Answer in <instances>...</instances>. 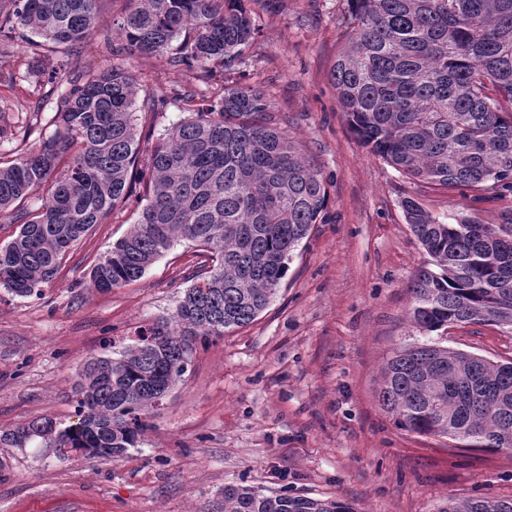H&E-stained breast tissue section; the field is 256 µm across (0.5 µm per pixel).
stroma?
Returning a JSON list of instances; mask_svg holds the SVG:
<instances>
[{
    "mask_svg": "<svg viewBox=\"0 0 512 512\" xmlns=\"http://www.w3.org/2000/svg\"><path fill=\"white\" fill-rule=\"evenodd\" d=\"M125 0H103L96 33L74 54L80 69L115 64L103 36ZM261 35L214 82L263 89L278 119L321 169L328 219L296 247L270 305L252 323L197 341L185 374L147 417L138 447L117 459L0 443V512H222L224 487L287 489L345 501L354 512H438L451 497L512 496V451L449 447L398 429L378 404L383 366L420 340L411 283L430 258L407 224L413 196L441 221L493 222L512 195L474 201L416 186L351 129L329 72L348 0H253ZM12 74L0 75V122L52 91L21 37L0 36ZM148 86H190V72L143 56ZM130 201L93 225L42 296L0 287V433L49 417L77 422L86 359L118 355L141 327L168 318L204 260L181 241L135 282L100 292L94 262L135 224ZM448 346L512 359V327L454 324Z\"/></svg>",
    "mask_w": 512,
    "mask_h": 512,
    "instance_id": "1",
    "label": "stroma"
}]
</instances>
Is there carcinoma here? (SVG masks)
Returning a JSON list of instances; mask_svg holds the SVG:
<instances>
[{"label":"carcinoma","mask_w":512,"mask_h":512,"mask_svg":"<svg viewBox=\"0 0 512 512\" xmlns=\"http://www.w3.org/2000/svg\"><path fill=\"white\" fill-rule=\"evenodd\" d=\"M103 0H0V33H34L49 59L96 30ZM112 55L163 58L203 83L209 65L230 71L255 40L251 0H127ZM343 44L330 72L343 112L370 151L414 184L512 193V0H349ZM45 106L25 116L38 145L0 153V216L21 225L0 247V286L42 295L62 260L95 224L149 178L137 223L92 267L90 287L140 279L178 239L208 261L173 320L142 329L119 357L83 366L78 422L45 418L0 435L17 448L36 439L61 459L119 457L135 448L144 418L187 369L192 341L254 321L270 304L292 252L326 218L319 168L275 120L268 94L249 84L148 88L125 64L99 74L59 59ZM175 107L189 117L142 157L138 121ZM32 198L41 205L30 211ZM401 206L433 268L411 285V323L512 326V210L502 225L439 220L414 197ZM446 338L395 349L378 393L396 426L466 448L512 451V362L450 350ZM224 512H353L332 498L224 487ZM439 512H512L511 498H449Z\"/></svg>","instance_id":"carcinoma-1"}]
</instances>
